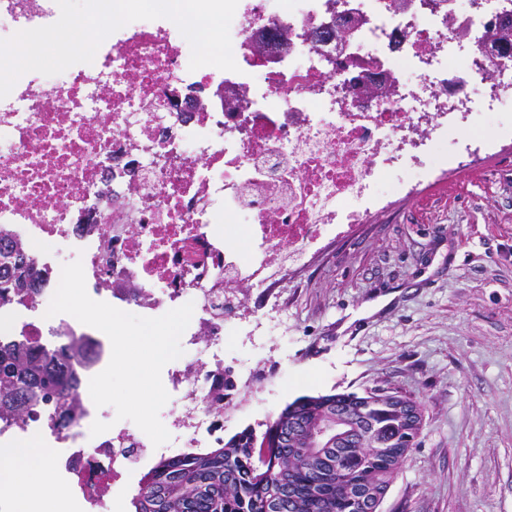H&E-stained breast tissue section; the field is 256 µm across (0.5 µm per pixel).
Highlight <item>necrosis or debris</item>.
<instances>
[{
	"label": "necrosis or debris",
	"instance_id": "obj_1",
	"mask_svg": "<svg viewBox=\"0 0 512 512\" xmlns=\"http://www.w3.org/2000/svg\"><path fill=\"white\" fill-rule=\"evenodd\" d=\"M339 2L288 0L273 12L268 0H239L234 72L190 70L175 23L137 20L92 63L26 73L0 99V340L51 348L69 337L94 351L71 362L81 384L67 427L43 407L0 420V443L53 445L90 512H112V484L146 439L90 433L104 411L89 381L112 347L94 327L47 316L63 264L81 261L88 295L123 311L159 317L193 304L167 372L166 428L173 447L205 448L224 437L223 415L205 403L224 376L234 298L277 287L323 243L387 211L392 192L412 196L494 148L446 139L512 102V56L488 59L475 43L490 0H455L449 17L350 0L363 23L345 65L335 43L312 36ZM59 16L56 0H0V39ZM263 31L290 49L259 58L247 45ZM17 247L33 274L21 294L3 261Z\"/></svg>",
	"mask_w": 512,
	"mask_h": 512
}]
</instances>
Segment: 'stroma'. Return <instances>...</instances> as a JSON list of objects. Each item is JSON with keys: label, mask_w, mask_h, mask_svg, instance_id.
<instances>
[{"label": "stroma", "mask_w": 512, "mask_h": 512, "mask_svg": "<svg viewBox=\"0 0 512 512\" xmlns=\"http://www.w3.org/2000/svg\"><path fill=\"white\" fill-rule=\"evenodd\" d=\"M469 135L497 148L330 245L226 335L224 434L262 430L301 395L381 387L422 428L379 512H512V111Z\"/></svg>", "instance_id": "stroma-1"}]
</instances>
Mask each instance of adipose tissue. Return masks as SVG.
Listing matches in <instances>:
<instances>
[{"label": "adipose tissue", "mask_w": 512, "mask_h": 512, "mask_svg": "<svg viewBox=\"0 0 512 512\" xmlns=\"http://www.w3.org/2000/svg\"><path fill=\"white\" fill-rule=\"evenodd\" d=\"M0 477L12 486L14 512H67L65 491L44 449L0 448Z\"/></svg>", "instance_id": "obj_1"}]
</instances>
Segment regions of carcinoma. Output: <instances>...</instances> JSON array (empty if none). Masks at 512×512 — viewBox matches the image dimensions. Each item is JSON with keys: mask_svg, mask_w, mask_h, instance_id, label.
Segmentation results:
<instances>
[{"mask_svg": "<svg viewBox=\"0 0 512 512\" xmlns=\"http://www.w3.org/2000/svg\"><path fill=\"white\" fill-rule=\"evenodd\" d=\"M13 270L12 287L21 293L28 273L19 248ZM81 355L88 351L77 341L53 349L0 344V419L22 421L49 405L66 424L79 385L70 363ZM233 388L224 379L207 408L224 411ZM421 425H410L400 395L383 388L300 396L260 434L247 427L216 448L159 460L142 477L132 506L134 512H359L354 496L387 491Z\"/></svg>", "mask_w": 512, "mask_h": 512, "instance_id": "cac0c4a2", "label": "carcinoma"}]
</instances>
